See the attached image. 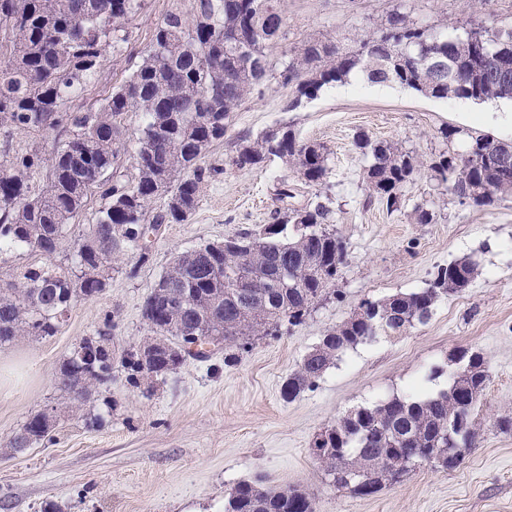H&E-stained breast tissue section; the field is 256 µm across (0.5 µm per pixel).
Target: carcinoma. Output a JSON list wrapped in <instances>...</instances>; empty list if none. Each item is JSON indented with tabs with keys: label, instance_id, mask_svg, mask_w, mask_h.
Instances as JSON below:
<instances>
[{
	"label": "carcinoma",
	"instance_id": "cac0c4a2",
	"mask_svg": "<svg viewBox=\"0 0 512 512\" xmlns=\"http://www.w3.org/2000/svg\"><path fill=\"white\" fill-rule=\"evenodd\" d=\"M190 14L167 12L155 25L151 42L128 80L116 87L96 111L68 107L91 83L107 50L120 53L129 44L127 23L142 0H0V257L34 254L39 261L13 268L0 278V347L20 338L57 335L74 303L101 294L115 264L148 260L165 224H181L195 210L203 185L216 172L206 164L213 144L224 133L252 90L269 78L296 85L300 99L288 111L317 96L326 85L364 74L376 83H394L436 99L512 100V30L464 34L444 27L431 31L393 10L371 33L346 49L334 42L310 40L284 51L273 68L268 49L287 40L283 0H189ZM500 54L504 68L488 69L483 48ZM210 57L200 63L199 53ZM443 55L456 66L451 78L436 79L426 63ZM138 118L135 135L126 125ZM40 136L49 148H18L14 133ZM449 139L466 138L460 152L446 151L429 167L438 183L459 199L485 207L512 194V143L496 142L476 131L444 130ZM366 158L368 189L394 211L404 184L418 161L396 142L354 140ZM132 168L124 166L125 158ZM280 159L296 168L308 185H321L329 169L323 148L277 123L255 136L239 139L231 164L260 168ZM99 197L93 222L75 229L88 200ZM284 216L273 230L262 225L237 233L240 248L200 244L174 256L154 281L142 317L149 335V358L134 351L120 360L127 382L139 377L166 378L182 361L213 350L193 347V337L210 336L224 346V361L251 336H268L283 323L297 326L336 280L345 262L341 238L324 228L329 208L318 202L296 206L288 183L277 188ZM163 204L152 207L153 201ZM66 248V259L57 255ZM295 280H281L282 269ZM250 269L254 278L239 280ZM478 270L471 258L438 269L425 291L397 293L361 305L386 311L379 318L351 315L326 331L319 344L281 387L282 397L297 398L322 377L345 351L379 336H399L431 317L434 299L458 293ZM448 373V389L436 394L395 397L356 409V420L340 417L315 438L312 453L338 488L370 496L404 471L394 459L408 444L422 449L425 461L452 470L462 449L473 444L472 413L489 380L483 355L462 349ZM107 357L73 348L54 373L63 399L59 412L31 415L9 440L12 448H30L49 436L57 414L83 419L97 429L103 417L91 412L96 394L112 382ZM461 433L453 454L441 447L443 435ZM363 472L359 486L349 481ZM224 512H315L309 494L297 487L266 488L262 481L236 484Z\"/></svg>",
	"mask_w": 512,
	"mask_h": 512
}]
</instances>
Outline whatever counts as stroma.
I'll list each match as a JSON object with an SVG mask.
<instances>
[{
	"mask_svg": "<svg viewBox=\"0 0 512 512\" xmlns=\"http://www.w3.org/2000/svg\"><path fill=\"white\" fill-rule=\"evenodd\" d=\"M179 6L144 0L129 24L127 49L105 54L72 109H97L136 69L158 19ZM399 6L429 29L512 28V0H285L288 38L270 57L279 61L283 49L329 33L366 34ZM292 95V86L275 79L255 87L207 157L216 172L195 210L186 222L165 226L149 262L119 264L102 294L74 305L57 336L0 348V512H224L230 489L258 476L274 490H305L316 512H512V432L496 427L498 417L512 415V196L488 207L460 203L429 168L440 152L463 145L445 139L447 129L512 141V127L497 120L512 113V101L427 98L363 76L326 86L288 112ZM278 122L323 146L324 184H304L278 159L251 170L229 166L240 137ZM360 133L397 142L422 163L396 211L368 190L366 161L354 146ZM284 181L296 186L297 203L329 206L328 227L346 248L340 276L302 325L253 339L231 364L220 352L187 360L155 381L149 397L116 374L103 393L112 411L101 428L66 416L52 440L20 453L10 448L31 413L59 405L53 373L80 338L109 318L116 349L146 339L142 304L171 257L271 223ZM422 203L432 223L416 222ZM465 257L478 262V276L464 292L440 297L426 324L347 350L312 388L283 399L288 374L362 301L428 287L439 267ZM463 348L483 354L489 382L473 414L474 446L457 468L420 465L371 496L336 488L310 452L317 434L355 407L410 395L412 385L446 389L450 359Z\"/></svg>",
	"mask_w": 512,
	"mask_h": 512,
	"instance_id": "1",
	"label": "stroma"
}]
</instances>
